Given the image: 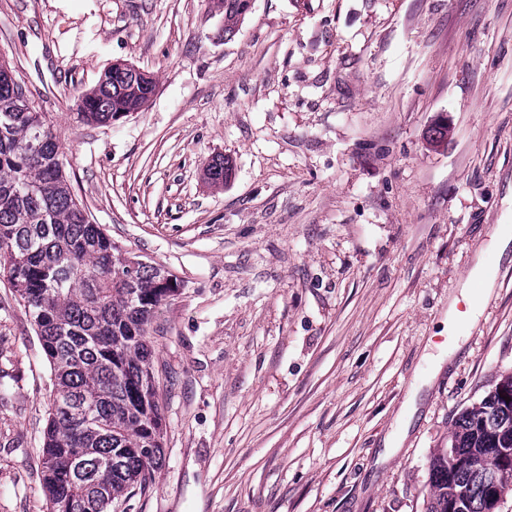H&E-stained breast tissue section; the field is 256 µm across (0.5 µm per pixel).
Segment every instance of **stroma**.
Listing matches in <instances>:
<instances>
[{
	"instance_id": "1",
	"label": "stroma",
	"mask_w": 512,
	"mask_h": 512,
	"mask_svg": "<svg viewBox=\"0 0 512 512\" xmlns=\"http://www.w3.org/2000/svg\"><path fill=\"white\" fill-rule=\"evenodd\" d=\"M0 60L90 220L180 284L148 333L165 460L124 512H426L512 372V0H252L229 40L207 0H0ZM117 60L154 96L77 122ZM478 264L493 291L449 330ZM50 376L0 278V512H49ZM207 169L211 172L209 183L213 186L227 185L235 173L233 160L224 155L214 157L205 170Z\"/></svg>"
}]
</instances>
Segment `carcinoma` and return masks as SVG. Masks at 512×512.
I'll list each match as a JSON object with an SVG mask.
<instances>
[{
    "mask_svg": "<svg viewBox=\"0 0 512 512\" xmlns=\"http://www.w3.org/2000/svg\"><path fill=\"white\" fill-rule=\"evenodd\" d=\"M239 31L248 0H208ZM151 95L124 69H108L83 94L77 121L106 125ZM60 144L9 66L0 63V277L27 308L50 363L52 400L42 447L50 512H112L123 495L146 491L165 459L164 417L146 339L157 308L179 289L164 270L125 255L77 203ZM210 184H228L233 160L207 165ZM511 401H506V398ZM512 448V372L461 413L430 463L427 512H488L483 464Z\"/></svg>",
    "mask_w": 512,
    "mask_h": 512,
    "instance_id": "cac0c4a2",
    "label": "carcinoma"
}]
</instances>
